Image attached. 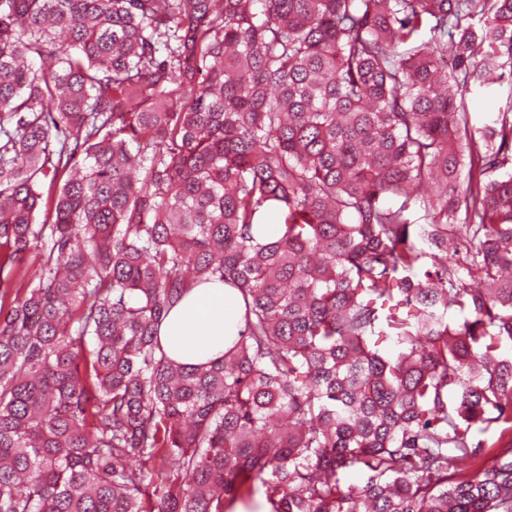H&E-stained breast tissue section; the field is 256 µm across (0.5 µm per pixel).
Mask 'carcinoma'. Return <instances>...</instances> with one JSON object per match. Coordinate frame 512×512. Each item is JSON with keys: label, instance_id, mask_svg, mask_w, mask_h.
Wrapping results in <instances>:
<instances>
[{"label": "carcinoma", "instance_id": "cac0c4a2", "mask_svg": "<svg viewBox=\"0 0 512 512\" xmlns=\"http://www.w3.org/2000/svg\"><path fill=\"white\" fill-rule=\"evenodd\" d=\"M505 82L512 0H0V512H512ZM510 89L507 85L497 89L496 92L487 95H467V102L471 112H475L478 117L489 112H498L507 109L510 100ZM236 322L235 304L224 298V283H206L173 308L160 336L170 354L188 363L205 362L224 354L227 330Z\"/></svg>", "mask_w": 512, "mask_h": 512}]
</instances>
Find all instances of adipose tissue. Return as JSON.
I'll return each mask as SVG.
<instances>
[{"label": "adipose tissue", "instance_id": "obj_1", "mask_svg": "<svg viewBox=\"0 0 512 512\" xmlns=\"http://www.w3.org/2000/svg\"><path fill=\"white\" fill-rule=\"evenodd\" d=\"M236 322L235 305L225 298L223 284L206 283L173 308L160 335L170 354L188 363L204 362L223 355L227 330Z\"/></svg>", "mask_w": 512, "mask_h": 512}]
</instances>
